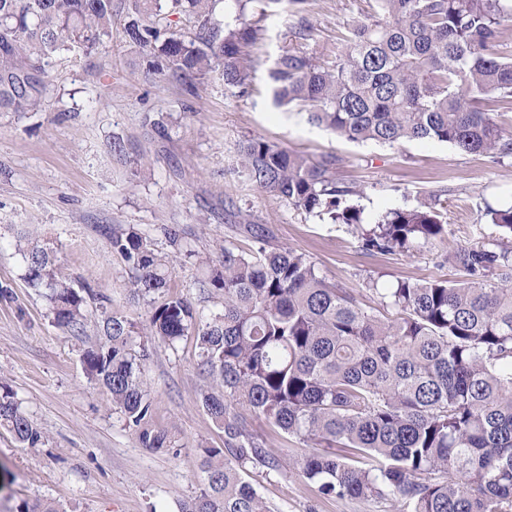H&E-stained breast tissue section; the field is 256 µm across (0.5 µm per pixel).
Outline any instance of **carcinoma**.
Returning <instances> with one entry per match:
<instances>
[{"mask_svg": "<svg viewBox=\"0 0 512 512\" xmlns=\"http://www.w3.org/2000/svg\"><path fill=\"white\" fill-rule=\"evenodd\" d=\"M304 0H128L126 38L149 59L148 72L193 80L216 67L224 84L252 90L253 29L245 13L278 15ZM330 64L285 47L270 73L274 103L308 108L309 122L352 142L393 146L446 142L460 152L512 157V58L499 47L512 31V0H376ZM113 0H0V112H33L46 92V67L64 51L93 50L112 31ZM162 14L194 22L167 36ZM251 183L298 211L358 227L362 247L412 251L445 233L440 212L423 203L364 224L340 207L356 190L336 178V157L312 162L262 139L238 149ZM512 233V207L490 211ZM173 254L134 227L110 244L128 264L135 293L150 299L146 319L102 311L103 341L83 351L82 369L119 410L144 448L177 447L152 422L145 388L147 343L172 345L192 333L210 378L203 407L227 437L202 450L206 477L181 512H269L239 468L279 459L246 434L244 413L318 445L288 466L327 497L385 498L397 512H512V249L492 239L453 256L463 280L372 283L382 309L361 308L329 285L306 255L257 236L251 253L224 249L201 260V287L223 294L200 313L168 292L177 230L163 229ZM27 283L46 290L54 323L75 336L88 321L85 299L63 276L53 251L22 248ZM146 342L134 349L135 339ZM0 427L24 448L44 431L0 384Z\"/></svg>", "mask_w": 512, "mask_h": 512, "instance_id": "carcinoma-1", "label": "carcinoma"}]
</instances>
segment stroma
Here are the masks:
<instances>
[{
  "label": "stroma",
  "instance_id": "35a3bbf8",
  "mask_svg": "<svg viewBox=\"0 0 512 512\" xmlns=\"http://www.w3.org/2000/svg\"><path fill=\"white\" fill-rule=\"evenodd\" d=\"M375 9V0H305L299 12L253 21L254 89L242 94L225 86L218 69L196 79L191 92L174 77L148 74L125 39L128 15L119 6L103 47L51 60L38 110L0 112V288L8 291L0 297V378L47 436L40 447L22 448L0 428V512L36 499L60 512H179L204 479L203 449L224 445L223 429L201 404L207 379L195 336L152 345L144 363L153 423L176 447H142L87 381L80 352L101 340V308L136 322L149 309L148 300L134 297L131 272L109 246L113 230L135 226L163 251L162 229L172 226L188 249L215 259L225 247L254 251L255 225L270 245L306 254L329 284L369 310L380 304L370 281L384 288L398 279L446 278L457 248L492 238L512 248V234L487 213L512 206V158L495 161L437 141L350 142L310 123L304 106L273 104L269 71L283 48L334 61L349 27ZM301 15L312 25L304 39L295 27ZM253 138L315 161L335 155L338 179L357 189L341 203L359 208L365 222L429 202L446 232L407 254L367 252L354 226L321 221L256 189L236 165L240 143ZM117 141L123 153L113 152ZM20 239L51 248L62 271L85 286L89 322L81 337L58 327L41 292L29 287L15 247ZM202 276L194 261L177 260L170 291L207 315L220 308L222 295L200 292ZM246 431L285 459L313 449L251 416ZM242 475L270 512H394L388 498L320 495L285 465L253 461Z\"/></svg>",
  "mask_w": 512,
  "mask_h": 512
}]
</instances>
